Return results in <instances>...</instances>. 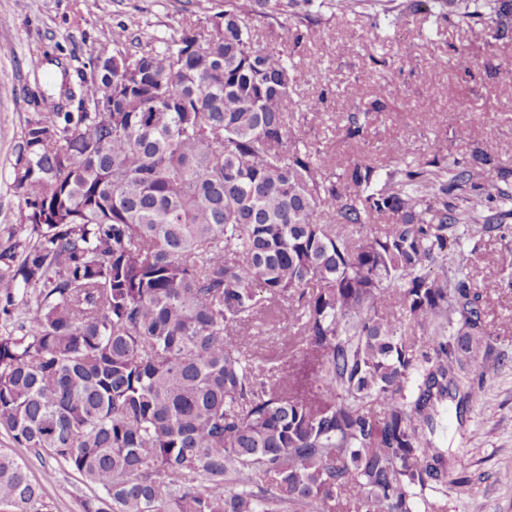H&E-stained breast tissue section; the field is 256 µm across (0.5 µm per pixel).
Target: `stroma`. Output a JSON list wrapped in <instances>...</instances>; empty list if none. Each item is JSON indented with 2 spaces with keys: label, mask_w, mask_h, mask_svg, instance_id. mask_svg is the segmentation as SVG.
Here are the masks:
<instances>
[{
  "label": "stroma",
  "mask_w": 512,
  "mask_h": 512,
  "mask_svg": "<svg viewBox=\"0 0 512 512\" xmlns=\"http://www.w3.org/2000/svg\"><path fill=\"white\" fill-rule=\"evenodd\" d=\"M222 0H0V246L8 245L19 222L22 200L13 184L15 147L30 113L44 109L45 97L64 101L79 77H91L89 59L114 52L111 32L118 28L140 39L173 35L190 21L208 34L209 17ZM261 43L287 47L298 65L292 100L304 104L332 88L321 112L308 118L302 134L319 143L334 170L366 158L384 159L395 140L410 143L415 155L439 153L468 160L481 147L512 170V43L494 57L470 47L478 64L471 73L439 65L456 46L469 45L463 31L422 12L406 13L397 27L378 30L367 11L325 13L322 24L305 30L299 43L283 45L265 19L256 22ZM320 57V73L303 61ZM360 81L364 101L382 100L363 138L349 139L345 125L353 102L344 89ZM468 137L454 136L457 123ZM496 223L491 232L458 226L473 284L483 291V319L497 338L499 360L485 375V389L457 411L447 402L434 442L452 451L448 502L451 512H512V217L499 204L485 209ZM0 452L25 463L32 482L41 484L51 512H81L93 496L79 474L56 467L53 459L18 447L0 431ZM53 481H44L47 469Z\"/></svg>",
  "instance_id": "obj_1"
}]
</instances>
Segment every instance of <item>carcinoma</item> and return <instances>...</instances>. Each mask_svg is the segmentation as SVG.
<instances>
[{"instance_id": "cac0c4a2", "label": "carcinoma", "mask_w": 512, "mask_h": 512, "mask_svg": "<svg viewBox=\"0 0 512 512\" xmlns=\"http://www.w3.org/2000/svg\"><path fill=\"white\" fill-rule=\"evenodd\" d=\"M364 0H224L207 36L161 48L112 32L97 79L25 120L13 183L24 207L0 248V431L77 472L98 493L82 512H448L439 408L484 386L483 292L453 228L512 203V172L413 157L338 173L285 111L296 64L286 41L323 8ZM384 19L425 13L492 53L512 41V0H374ZM356 100L359 138L380 100ZM383 231L358 240L338 224ZM35 291L36 306L27 300ZM282 300L286 355L256 364L251 324ZM399 302L418 341L388 317ZM40 486L0 453V510L43 512Z\"/></svg>"}]
</instances>
